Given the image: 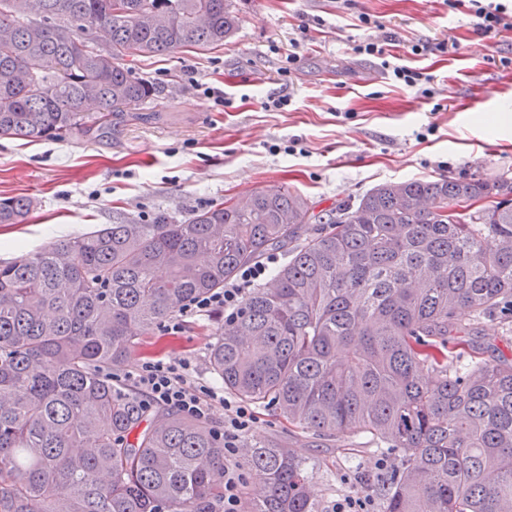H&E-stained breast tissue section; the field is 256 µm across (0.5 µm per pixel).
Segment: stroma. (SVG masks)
<instances>
[{
    "mask_svg": "<svg viewBox=\"0 0 512 512\" xmlns=\"http://www.w3.org/2000/svg\"><path fill=\"white\" fill-rule=\"evenodd\" d=\"M468 0H232L240 23L224 45L140 58L137 75L163 94L150 118L124 117L111 137L24 140L0 138V198L24 196L35 207L22 224L0 225V260L48 248L57 239L101 224L159 214L187 220L226 197L287 185L327 210L360 198L377 185L411 180H468L512 184V33L475 32ZM380 29L366 32L361 14ZM320 27L301 34L300 24ZM395 37L404 65L429 77L434 99L392 82L379 60L354 53L366 35ZM305 46L290 79L291 104L268 111L279 92L282 52L295 39ZM448 39V53L412 56L410 43ZM233 101L224 108L196 83ZM445 108L434 111V100ZM484 116L480 127L473 116ZM298 138L303 149L270 153L268 143ZM223 314H187L180 332L156 329L143 338L128 366L160 358L188 359L196 385L220 386L208 367V347L223 329ZM251 445L294 449L316 468L315 493L331 512L346 493L345 474L374 472L369 444L349 434L316 436L290 426L274 407L255 411Z\"/></svg>",
    "mask_w": 512,
    "mask_h": 512,
    "instance_id": "stroma-1",
    "label": "stroma"
}]
</instances>
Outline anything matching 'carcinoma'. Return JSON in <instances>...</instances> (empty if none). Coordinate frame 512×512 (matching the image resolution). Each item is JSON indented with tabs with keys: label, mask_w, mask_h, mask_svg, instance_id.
<instances>
[{
	"label": "carcinoma",
	"mask_w": 512,
	"mask_h": 512,
	"mask_svg": "<svg viewBox=\"0 0 512 512\" xmlns=\"http://www.w3.org/2000/svg\"><path fill=\"white\" fill-rule=\"evenodd\" d=\"M229 5L0 0V138L109 137L160 93L130 62L223 45ZM32 207L0 199V224ZM281 247L288 262L210 346L224 390L318 435H372L395 457L384 512H512V358L484 357L458 319L512 317V186L480 179L385 183L319 212L277 185L0 261V512H221L220 427L147 419L112 371ZM237 461L245 512H321L290 449L247 444Z\"/></svg>",
	"instance_id": "1"
}]
</instances>
